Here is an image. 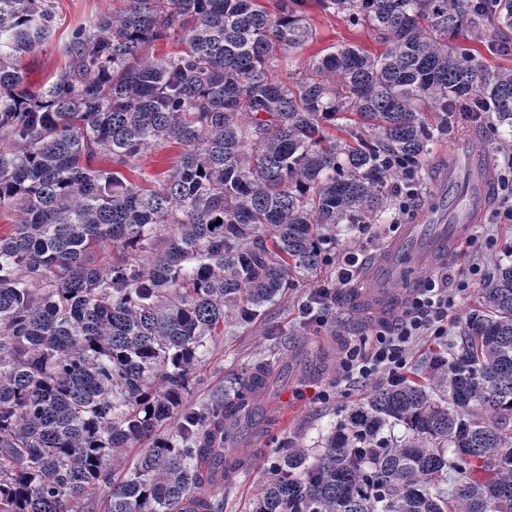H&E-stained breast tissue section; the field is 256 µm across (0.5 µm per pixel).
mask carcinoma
Masks as SVG:
<instances>
[{"mask_svg":"<svg viewBox=\"0 0 512 512\" xmlns=\"http://www.w3.org/2000/svg\"><path fill=\"white\" fill-rule=\"evenodd\" d=\"M316 2L384 50L340 45L274 78L312 39L304 0H125L73 28L68 67L34 87L19 59L51 37V0H0V205L19 213L0 236V512H80L98 492L107 512H224L210 487L244 466L224 423L268 379L258 364L235 398L186 407L224 308L250 321L290 270L332 262L339 225L379 217L448 111L512 130V70L453 45L512 28V0ZM175 34L180 52H146ZM342 114L346 141L327 131ZM165 143L177 164L138 189L125 171ZM481 299L417 378L374 386L312 448L282 443L253 512H512V265Z\"/></svg>","mask_w":512,"mask_h":512,"instance_id":"carcinoma-1","label":"carcinoma"}]
</instances>
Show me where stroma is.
Listing matches in <instances>:
<instances>
[{
    "label": "stroma",
    "mask_w": 512,
    "mask_h": 512,
    "mask_svg": "<svg viewBox=\"0 0 512 512\" xmlns=\"http://www.w3.org/2000/svg\"><path fill=\"white\" fill-rule=\"evenodd\" d=\"M52 2L51 38L21 60L29 82L35 86L54 80L67 67L65 45L72 28L99 14L120 10L124 5L123 0ZM304 12L313 38L302 49L291 53L290 73L306 72L311 59L323 56L329 48L341 44L373 54L381 52L382 46L373 31L351 26L344 18L322 11L315 0H306ZM501 42L512 45V29L491 35L476 28L466 31L454 45L494 72L512 68V53L506 55L495 49ZM476 131L483 134L489 155L512 146V133L496 128L494 116H485L479 122L465 116L456 119L447 135L434 144L423 165L422 194L414 207V220H421L424 209L435 196L439 169L448 158L449 145ZM180 153V147L175 144L151 148L141 156L138 169L128 172L127 177L137 186H152L159 174L175 165ZM498 203V197H491L482 217L473 225L470 232L472 252L449 256L437 269V276L445 279L449 286H456L470 264H481L489 273L497 265L506 264L503 250L506 244H512V224L493 223L492 216ZM389 239L388 226L384 223H370L363 233L357 227H345L336 235V250L340 253L359 252L364 261L369 262L383 250ZM335 278L336 267L332 264L324 266L316 275L298 276L286 294L260 308L255 320L243 321L234 315L226 317L223 333L207 341L199 350L200 363L185 395L186 405L192 407L209 402L216 394L230 392L238 373L244 368L261 362L269 370L268 383L257 403L271 408L276 424L272 435L263 439L249 430L236 429L229 445L249 460L250 467L233 487L225 489L224 512H252V503L263 482L268 461L283 438L297 437L305 445H313L335 426L341 409L363 400L373 387L369 381L351 385L343 397L327 403L319 397L321 390L335 380L346 346L362 336L369 320L379 315L374 307L360 309L349 302L350 295L369 290L370 282L363 275L351 291L342 292L326 326L320 328L304 321L301 304L315 288ZM479 307L478 288L467 289L458 299L456 320L449 325L447 337L425 338L413 344L409 351L410 367H417L433 350L444 348L447 341L455 340L461 321L476 313Z\"/></svg>",
    "instance_id": "1"
}]
</instances>
